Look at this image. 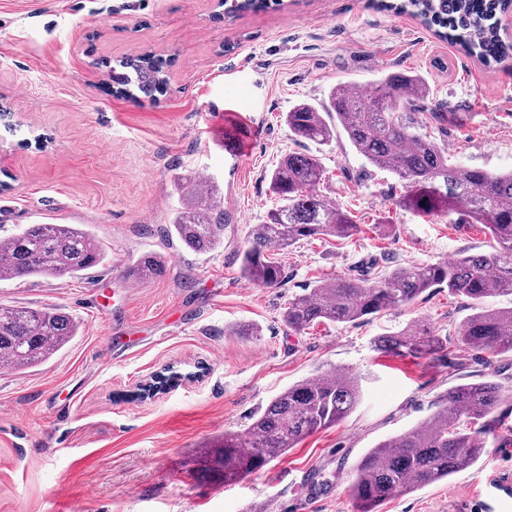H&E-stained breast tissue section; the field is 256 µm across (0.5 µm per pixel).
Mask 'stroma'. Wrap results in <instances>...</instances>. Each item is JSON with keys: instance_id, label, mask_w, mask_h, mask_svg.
Listing matches in <instances>:
<instances>
[{"instance_id": "obj_1", "label": "stroma", "mask_w": 512, "mask_h": 512, "mask_svg": "<svg viewBox=\"0 0 512 512\" xmlns=\"http://www.w3.org/2000/svg\"><path fill=\"white\" fill-rule=\"evenodd\" d=\"M144 53L165 60L167 86L125 97L112 72ZM403 70L428 80L431 103L413 119L449 164L512 170V56L484 63L375 0H284L230 19L220 0H0V238L75 224L105 249L82 276L0 281V305L60 308L79 327L47 362L0 370V512H352L351 470L368 448L422 422L457 383L493 374L512 386V356L374 350V337L418 320L455 336L473 308L444 288L367 322L302 334L281 322L289 298L318 281L494 245L464 213L397 207L403 183L344 133L318 145L283 122L337 83ZM292 151L320 158L318 193L361 231L277 252L287 280L263 288L242 276L240 253L277 204L269 172ZM181 173L217 186L221 248L166 237L185 205ZM146 251L166 271L128 289ZM241 323L258 335H233ZM333 369L360 378L355 411L225 483L224 434ZM488 448L477 466L379 512H512V444Z\"/></svg>"}]
</instances>
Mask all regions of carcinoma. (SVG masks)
<instances>
[{
    "mask_svg": "<svg viewBox=\"0 0 512 512\" xmlns=\"http://www.w3.org/2000/svg\"><path fill=\"white\" fill-rule=\"evenodd\" d=\"M503 0H394L383 7L410 13L436 28L440 38L489 63L512 51L502 41L496 14ZM267 6V0H232L224 14ZM126 71L112 74L119 93H151L166 86L165 63L150 54L125 61ZM429 89L410 71L384 72L368 89L334 85L322 106L300 103L286 112L291 136L326 145L341 127L352 147L372 166L404 182L399 204L421 214L465 213L481 224L496 243L488 253L460 255L448 262L414 264L376 279H326L288 301L283 322L301 333L315 322L347 324L408 306L431 288L467 298L476 312L458 327L456 346L474 355H512V307L486 306L492 298L512 295V171L491 173L450 166L431 140L415 131L408 113L427 108ZM324 170L312 154L289 152L270 174L279 199L260 224L251 227L241 252L244 277L261 287L277 286L285 270L269 256L297 241L317 236L350 238L359 225L349 212L315 191ZM187 205L172 220L177 238L196 252L224 245V212L213 183L195 174L174 178ZM101 242L73 224H31L0 241V277H75L99 265ZM140 280L163 272L156 253L133 265ZM78 326L57 309L0 305V370L21 372L46 362ZM375 350L396 356L448 359V337L431 327L408 326L373 339ZM361 397L359 380L329 371L303 379L256 413L242 432H226L216 447L224 449V482L262 470L306 436L347 418ZM505 387L487 377L459 383L438 401L421 424L390 436L368 449L353 466L350 490L354 512H378L396 494H408L477 465L496 431Z\"/></svg>",
    "mask_w": 512,
    "mask_h": 512,
    "instance_id": "obj_1",
    "label": "carcinoma"
}]
</instances>
